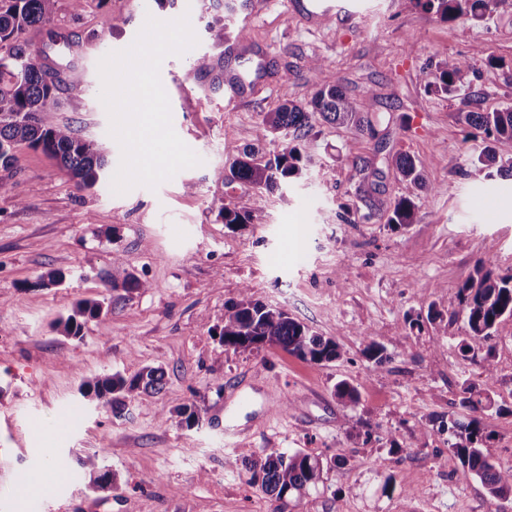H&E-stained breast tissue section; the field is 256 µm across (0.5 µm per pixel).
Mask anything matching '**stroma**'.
<instances>
[{
    "label": "stroma",
    "instance_id": "obj_1",
    "mask_svg": "<svg viewBox=\"0 0 512 512\" xmlns=\"http://www.w3.org/2000/svg\"><path fill=\"white\" fill-rule=\"evenodd\" d=\"M208 2L84 0L75 12L59 0L53 23L27 34L41 62L84 88L59 91L53 121L97 142L114 171L121 150L100 100L99 48L127 49L147 18L188 17L198 43L167 56L160 79L172 127L202 163L122 195L107 180L77 189L54 159L25 146L0 168L10 187L0 194V512H275L244 468L264 449L338 460L287 512H512V501L463 473L445 429L448 419L468 421L459 391L474 384L498 404L480 415L483 451L512 466V319L498 325L489 362L461 355L466 324L448 322L477 264L512 271V179L471 166L487 148L511 159L512 141L466 140L455 118L512 106V17L446 23L413 0H359L356 17L308 22L303 0H250L226 29L230 39L249 32L226 66L258 54L266 74L231 103L193 69L218 45L207 25L224 12ZM118 15L126 23L116 30ZM314 56L325 62L322 82L358 101L362 124L315 121L306 170L282 190L262 196L228 180L231 148L276 151L255 138L260 114L285 93L309 99ZM448 56L472 65L471 88L456 97L419 80ZM399 153L420 165L425 188L399 174ZM408 195L415 223L390 225L395 199ZM228 204L251 209V222L217 221ZM51 270L65 273L62 285H40ZM130 274L149 289L108 291ZM246 287L335 341L339 358L316 365L276 347L221 344L212 330ZM106 296L111 312L81 337L54 331L77 300ZM367 330L383 365L362 354ZM147 366L164 369L163 390L122 415L82 402L86 379ZM343 379L357 405L336 396ZM185 404L200 408V427L165 419ZM228 426L244 427L237 443L225 444ZM93 454L115 474L112 490L83 483L81 462Z\"/></svg>",
    "mask_w": 512,
    "mask_h": 512
}]
</instances>
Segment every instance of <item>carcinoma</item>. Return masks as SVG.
Wrapping results in <instances>:
<instances>
[{
	"instance_id": "carcinoma-1",
	"label": "carcinoma",
	"mask_w": 512,
	"mask_h": 512,
	"mask_svg": "<svg viewBox=\"0 0 512 512\" xmlns=\"http://www.w3.org/2000/svg\"><path fill=\"white\" fill-rule=\"evenodd\" d=\"M425 12L442 21L467 19L480 21L488 14L512 15V0H416ZM58 0H0V165H13L15 151L21 145L39 149L55 159L59 168L79 190L97 187L104 179L105 156L97 145L84 138L69 125H59L49 118L57 105L56 91L62 79L58 72L46 68L30 50L29 30L46 27L54 21ZM324 67L321 59L313 57L308 69L315 90L306 103H296L283 93L278 105L261 113L256 128V140L278 137V147L272 156L260 157L254 149L242 151L231 148L236 157L230 167L232 179L245 181L259 193H272L281 184L302 176L310 155L308 132L313 120L342 125L355 120L359 105L337 85L319 82ZM471 66L466 59L446 57L435 69L421 73L425 90L445 95L457 93L471 84ZM457 122L470 137L479 134L487 138L512 140V107L493 112H459ZM401 176L419 187L425 186L421 168L416 160L400 153L394 159ZM497 167L501 177L512 176V160L501 162L485 150L474 161L475 171ZM416 202L401 196L395 200L388 223L402 227L415 221ZM218 218L228 226L248 224L252 211L222 205ZM225 307L224 321L217 327L220 342L234 349L252 350L278 347L290 355L314 364L329 363L340 356L336 342L313 334L303 323L281 309L265 307L248 296ZM459 305L469 328L468 336L459 342L464 355L485 352L492 356L489 341L497 325L505 317L512 318V272L496 274L479 266L468 276L458 291ZM105 315L104 302L83 299L76 303L73 314L56 324V331L67 337L80 336L85 323ZM364 356L376 365L385 361L383 347L372 334L364 336ZM165 373L160 368L145 367L126 377L119 372L94 376L84 381L79 394L84 403L108 406L118 414L126 401L162 389ZM336 396L350 404L358 402L357 389L348 381L335 385ZM461 406L472 412H484L495 406L494 399L473 384L461 386ZM178 423L191 428L202 421L201 410L195 405L177 408ZM451 440L448 449L457 457L463 470L478 477L496 500L512 499V469L502 470L484 454L481 445L486 439L481 420L473 417L467 422H450ZM86 484L96 490L108 491L114 484L112 470L102 465L99 457L89 456L82 462ZM250 481L260 486L283 505L316 485L324 470L323 460L302 450L266 451L245 463Z\"/></svg>"
}]
</instances>
